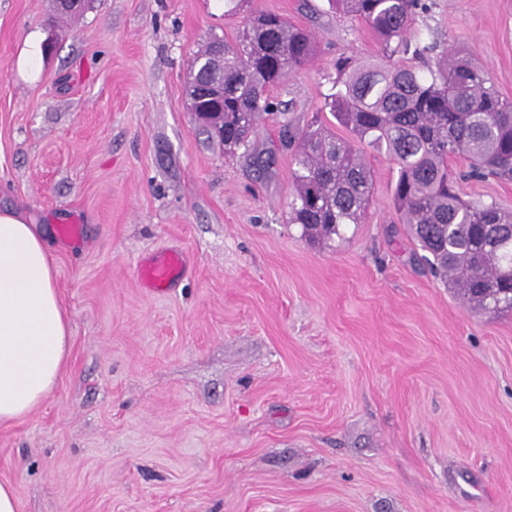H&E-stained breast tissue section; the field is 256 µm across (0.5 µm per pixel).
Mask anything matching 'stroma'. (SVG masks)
I'll return each instance as SVG.
<instances>
[{"label": "stroma", "mask_w": 512, "mask_h": 512, "mask_svg": "<svg viewBox=\"0 0 512 512\" xmlns=\"http://www.w3.org/2000/svg\"><path fill=\"white\" fill-rule=\"evenodd\" d=\"M413 35L469 54L512 99V0H424ZM316 56L270 95L323 111L339 56L381 46L327 0H252ZM0 0V209L46 226L71 349L30 416L0 425L21 512H512V314L473 313L421 260L370 148L364 223L311 244L293 159L256 179L186 108L224 0ZM55 41L20 69L29 33ZM183 274L146 288L142 260ZM183 267V257L170 253L163 258L145 261L141 265V279L148 287L162 291L179 278Z\"/></svg>", "instance_id": "stroma-1"}]
</instances>
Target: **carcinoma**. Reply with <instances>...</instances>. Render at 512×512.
Instances as JSON below:
<instances>
[{
    "label": "carcinoma",
    "instance_id": "cac0c4a2",
    "mask_svg": "<svg viewBox=\"0 0 512 512\" xmlns=\"http://www.w3.org/2000/svg\"><path fill=\"white\" fill-rule=\"evenodd\" d=\"M379 39L382 53L333 64L322 109L359 143L385 147L396 165L393 202L424 260L454 293L478 311H512V211L466 202L455 190L450 160L469 161L462 178L512 179V101L460 50L426 63L436 44L411 40L421 0H328ZM224 44V55L215 45ZM317 53L314 37L274 13L247 17L234 40L213 37L187 75L190 112L224 155L241 157L259 178L275 155L253 140L261 118L275 112L272 88ZM280 149L291 151L293 199L288 223L310 242L363 223L373 172L363 152L323 124L280 126Z\"/></svg>",
    "mask_w": 512,
    "mask_h": 512
}]
</instances>
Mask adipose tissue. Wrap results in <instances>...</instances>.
Instances as JSON below:
<instances>
[{
	"label": "adipose tissue",
	"instance_id": "obj_1",
	"mask_svg": "<svg viewBox=\"0 0 512 512\" xmlns=\"http://www.w3.org/2000/svg\"><path fill=\"white\" fill-rule=\"evenodd\" d=\"M49 233L0 210V425L52 393L70 351V320L54 285Z\"/></svg>",
	"mask_w": 512,
	"mask_h": 512
}]
</instances>
